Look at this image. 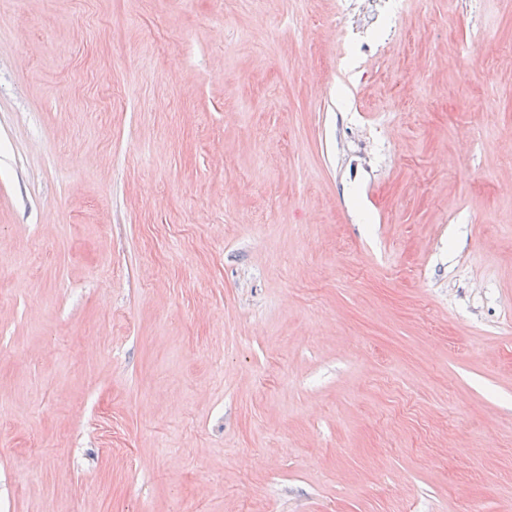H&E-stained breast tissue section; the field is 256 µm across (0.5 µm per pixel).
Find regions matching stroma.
Returning a JSON list of instances; mask_svg holds the SVG:
<instances>
[{
	"label": "stroma",
	"instance_id": "1",
	"mask_svg": "<svg viewBox=\"0 0 512 512\" xmlns=\"http://www.w3.org/2000/svg\"><path fill=\"white\" fill-rule=\"evenodd\" d=\"M0 505L512 512V0H0Z\"/></svg>",
	"mask_w": 512,
	"mask_h": 512
}]
</instances>
